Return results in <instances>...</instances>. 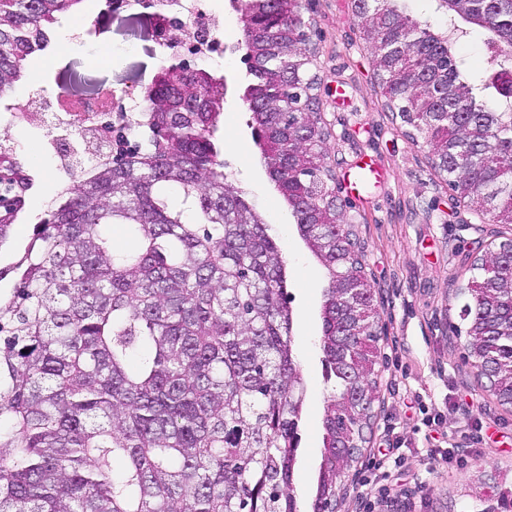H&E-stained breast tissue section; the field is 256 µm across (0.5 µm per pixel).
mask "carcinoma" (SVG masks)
<instances>
[{
	"label": "carcinoma",
	"mask_w": 512,
	"mask_h": 512,
	"mask_svg": "<svg viewBox=\"0 0 512 512\" xmlns=\"http://www.w3.org/2000/svg\"><path fill=\"white\" fill-rule=\"evenodd\" d=\"M81 2L0 0V98ZM451 7L512 53V0ZM357 14L386 99L412 114L450 189L507 222L512 66L474 78L409 0H358ZM241 21L265 167L328 278L320 347L339 391L324 405L311 512H336L377 394L372 287L333 196L300 0H243ZM223 87L211 72L168 73L146 91V142L118 157L77 134L74 179L0 265L14 283L0 301V512H297L305 386L284 250L224 172ZM0 168L9 186L31 184L2 143ZM23 205L3 208L0 248ZM471 272L459 292L467 357L512 407V258L492 250Z\"/></svg>",
	"instance_id": "obj_1"
}]
</instances>
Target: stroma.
<instances>
[{
  "label": "stroma",
  "instance_id": "35a3bbf8",
  "mask_svg": "<svg viewBox=\"0 0 512 512\" xmlns=\"http://www.w3.org/2000/svg\"><path fill=\"white\" fill-rule=\"evenodd\" d=\"M82 0L55 27L49 46L31 55L12 97L25 102L34 86L46 100L65 94L91 100L98 91H139L150 86L163 59L149 9L113 13ZM311 22L320 79V113L330 135L324 145L337 177L359 162L374 161L383 180L362 197L342 191L365 243L363 261L371 283L384 296L383 334L378 342L379 389L385 407L367 434L357 467L358 485L341 512H491L496 492L512 488V410L502 408L464 360L458 288L482 236L467 211L452 212L448 188L434 170L422 139L392 114L374 74L372 49L360 31L354 0H313ZM87 24L86 44L73 43L68 26ZM112 53L111 65L96 57ZM236 48L221 65L227 83L224 116L216 133L227 174L266 212L272 233L287 253V300L293 318L294 355L306 387L299 461L293 489L300 512L315 495L323 452L324 399L330 392L321 363V305L327 277L301 239L295 220L269 179L252 133L244 90L252 77ZM36 131L0 128L11 139L34 185L11 228L21 242L40 222L56 195L60 174L36 145ZM438 418L428 426L426 418ZM460 449L463 463L448 467L430 458L432 448ZM482 476L492 491L477 500L465 486Z\"/></svg>",
  "mask_w": 512,
  "mask_h": 512
}]
</instances>
